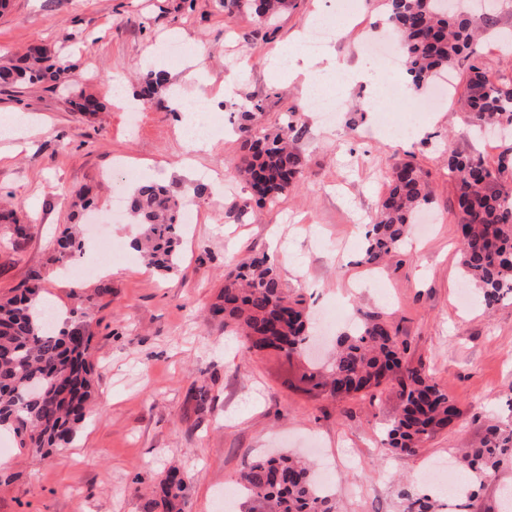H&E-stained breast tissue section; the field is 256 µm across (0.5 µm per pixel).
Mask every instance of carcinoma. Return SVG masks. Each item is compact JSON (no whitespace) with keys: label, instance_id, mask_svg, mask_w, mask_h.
<instances>
[{"label":"carcinoma","instance_id":"carcinoma-1","mask_svg":"<svg viewBox=\"0 0 512 512\" xmlns=\"http://www.w3.org/2000/svg\"><path fill=\"white\" fill-rule=\"evenodd\" d=\"M478 15L454 9V0H383L387 20L400 39L407 75L418 90L434 83L440 71L471 49L481 30L497 22L499 0H480ZM228 14L247 9L271 20L290 0H220ZM60 68L49 63L45 49L32 47L18 63L0 69V84L24 88L56 84ZM167 83L162 71L142 78V95L151 96ZM463 107L481 127L492 132L512 127V80L502 81L482 62H472L465 75ZM261 104L242 113L239 131L244 154L239 175L257 204L273 203L305 179L298 135L289 117L276 133L258 130ZM460 210L457 224L462 275L476 287L485 308L494 309L512 294V149L496 166L481 158L448 152ZM428 200V187L412 162L396 165L390 189L375 224L367 232L366 262L377 264L403 245L416 211ZM182 201L167 185L144 181L132 191L128 211L144 232L135 246L148 264L172 272L178 263L179 208ZM84 243L66 230L57 241L59 260L81 254ZM41 276L0 296V424L13 427L22 448L70 443L89 407L93 384L91 343L76 344L67 330L90 331L82 311L56 329L49 311L39 304ZM212 315L224 316V330L239 332L249 351H276L290 357L310 339L311 319L301 296L282 288L267 259L242 262L224 276L220 302ZM409 346L398 330L378 312H359L358 327L337 340L332 361L308 376L313 389H327L338 398L396 392L401 412L388 424L389 450L412 454L458 416L455 400L422 366L406 364ZM512 455V422H493L478 443L461 450L459 464L472 481L483 482ZM238 484L247 512H334V503L312 475L309 462L291 455L267 457L243 470ZM187 483L179 468H169L156 486L145 512H184ZM403 512H435L428 494L401 492Z\"/></svg>","mask_w":512,"mask_h":512}]
</instances>
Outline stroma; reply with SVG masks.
<instances>
[{
	"instance_id": "35a3bbf8",
	"label": "stroma",
	"mask_w": 512,
	"mask_h": 512,
	"mask_svg": "<svg viewBox=\"0 0 512 512\" xmlns=\"http://www.w3.org/2000/svg\"><path fill=\"white\" fill-rule=\"evenodd\" d=\"M355 2L360 26H345L321 51L351 71L363 60L359 40L388 31L381 0ZM335 3L293 0L272 27L248 14L229 22L218 0H10L0 14V66L33 45L67 66L54 90L0 87V113L21 116L16 134L0 137V206L31 219L17 242L12 225L0 224V295L38 271L55 309L88 308L96 388L73 442L47 457L0 431L8 446L0 512H141L172 464L188 476L185 512H243L242 501L227 503L225 493L273 449L315 460L338 512H401V490L422 488L431 462L477 440L487 421L512 417V300L489 311L473 289L460 301L458 209L446 168L452 149L495 163L512 138L482 136L456 104L428 110L421 92L399 106L383 85L327 77L322 98L346 107L323 123L305 92L306 61L295 59L294 74L281 61L295 58L303 34ZM173 41L192 57H172ZM473 52L512 79V0H501L497 27ZM158 69L187 101L202 89L217 106L206 115L212 144L188 166L171 104L140 101L132 124L116 101L134 98L143 75ZM80 90L101 110L74 111L71 95ZM251 100L262 104L267 128L292 113L307 175L271 206L251 204L232 176L243 155L240 112ZM402 120L413 133L398 140L390 129ZM407 160L428 184L424 211L435 222L419 246L368 264L365 227L393 167ZM128 170L133 179H125ZM144 180L173 185L198 213L181 229L178 267L167 274L147 268L134 249L140 226L110 217L113 196ZM201 184L207 191L199 196ZM85 188L95 197V223L82 261H97L103 236L122 255L75 279L58 261L56 241L78 221L66 192ZM263 253L312 314L343 304L384 314L410 342V363H423L455 399L456 424L415 454L390 453L383 440L400 410L395 392L337 399L310 388L306 358L245 351L210 307L225 272ZM201 386L209 406L196 415L187 397Z\"/></svg>"
}]
</instances>
